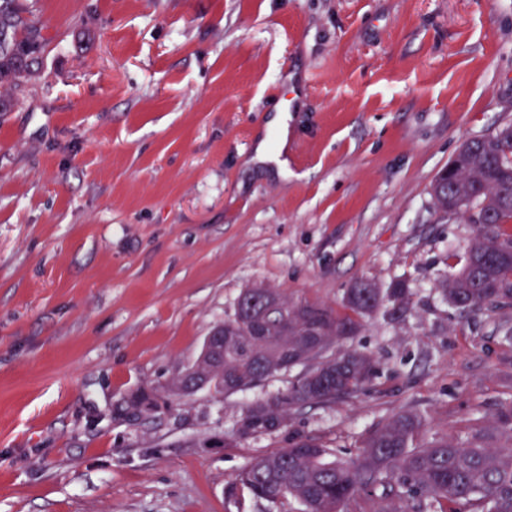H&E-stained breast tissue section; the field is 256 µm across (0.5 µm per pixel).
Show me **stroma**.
<instances>
[{"label": "stroma", "mask_w": 512, "mask_h": 512, "mask_svg": "<svg viewBox=\"0 0 512 512\" xmlns=\"http://www.w3.org/2000/svg\"><path fill=\"white\" fill-rule=\"evenodd\" d=\"M50 42L0 117V512H298L227 485L307 437L356 458L423 416V442L512 412V303L439 286L474 225L441 220L434 176L512 123V0H39ZM287 112L288 140L268 128ZM287 172L254 162L260 139ZM408 280L350 347L364 391L237 440L252 403L167 392L239 295L338 306ZM147 392L152 408L131 416Z\"/></svg>", "instance_id": "stroma-1"}]
</instances>
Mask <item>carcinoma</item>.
<instances>
[{"label": "carcinoma", "mask_w": 512, "mask_h": 512, "mask_svg": "<svg viewBox=\"0 0 512 512\" xmlns=\"http://www.w3.org/2000/svg\"><path fill=\"white\" fill-rule=\"evenodd\" d=\"M36 0H0V112L11 110L37 70L47 38ZM448 183V203L476 228L464 265L440 285L460 311H479L512 301V124L486 138L464 142ZM411 288L404 280L380 288L359 281L338 308L315 302L290 303L288 322L275 319L267 336L257 338L248 318L234 311L224 321V369L203 363L190 383L174 381L170 396L179 401L206 387L217 396L242 392L295 366L303 372L287 390L249 406L240 437L268 431L270 420H288L296 406L326 404L360 393L375 373L373 357L345 347L366 318L385 303L401 307ZM425 420L399 412L367 433L354 460H328L329 449L307 438L263 457L241 470L227 488L242 487L260 500L289 499L303 512H373L359 495L379 493L403 506L393 512H512V448H489L487 433L471 426L464 444L437 439L420 443Z\"/></svg>", "instance_id": "1"}]
</instances>
